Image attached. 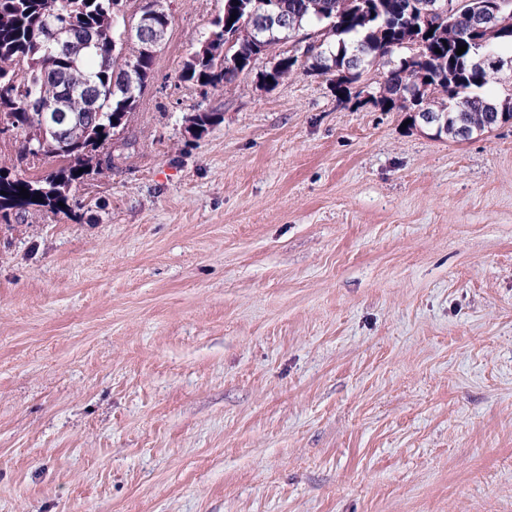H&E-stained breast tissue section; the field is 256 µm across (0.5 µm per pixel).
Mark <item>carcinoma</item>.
I'll return each mask as SVG.
<instances>
[{"mask_svg":"<svg viewBox=\"0 0 512 512\" xmlns=\"http://www.w3.org/2000/svg\"><path fill=\"white\" fill-rule=\"evenodd\" d=\"M113 0H0V123L28 129L41 123V117L24 108L23 96L30 89L51 87L54 79L67 75L75 82L88 81L101 93L102 117L86 130L85 140L77 150L61 154L63 164L50 173L29 179L17 178L12 170L0 166V215L6 216L19 204L38 205L52 212L70 210L69 194L73 185L102 172L96 157L111 137L112 114L128 116L136 104L112 91L113 81L131 79L127 89L140 98L153 70L154 58L130 62L112 54V44L124 30V18L112 15ZM318 9H310L303 21L330 27L319 50L301 58L299 53L282 55L283 71L290 75L299 70L316 72L332 82L336 74L347 72V86L336 91L351 95L350 86L363 73L376 66L385 70L384 82L391 87L426 80L431 90L442 94L448 103V136L460 120L483 127L500 122L494 106L500 98H487L481 90L506 78L490 66L480 67L485 55L501 56L512 51V27L498 31L487 46H474L456 54L457 38L448 30V20L423 12V0H405L397 13L399 0H350L337 15L340 0H314ZM53 15L70 27L74 36L94 29L100 43L91 44L74 58L48 60L39 33L47 16ZM407 37H416L422 45L418 68L406 70L386 59L390 46ZM440 52H435V49ZM212 54L185 63L182 78L217 86L233 82L238 74L224 66V59ZM25 188L30 197L19 196Z\"/></svg>","mask_w":512,"mask_h":512,"instance_id":"carcinoma-1","label":"carcinoma"}]
</instances>
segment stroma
I'll return each mask as SVG.
<instances>
[{"mask_svg":"<svg viewBox=\"0 0 512 512\" xmlns=\"http://www.w3.org/2000/svg\"><path fill=\"white\" fill-rule=\"evenodd\" d=\"M167 8L111 169L0 218V512H512V122L186 81L224 0Z\"/></svg>","mask_w":512,"mask_h":512,"instance_id":"35a3bbf8","label":"stroma"}]
</instances>
